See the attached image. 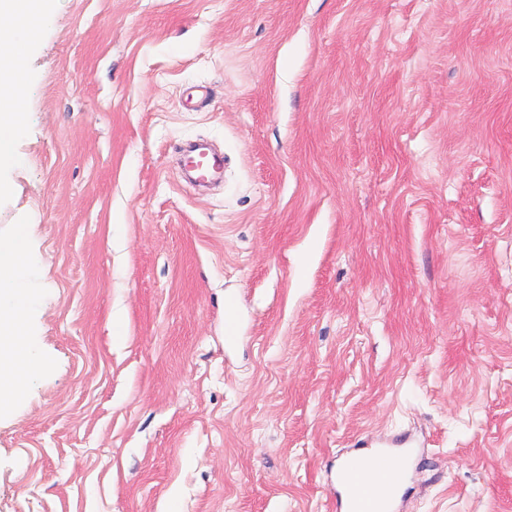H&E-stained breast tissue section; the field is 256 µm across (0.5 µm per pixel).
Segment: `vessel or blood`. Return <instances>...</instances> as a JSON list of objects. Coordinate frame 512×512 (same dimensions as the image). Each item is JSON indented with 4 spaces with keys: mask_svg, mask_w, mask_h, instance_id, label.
Listing matches in <instances>:
<instances>
[{
    "mask_svg": "<svg viewBox=\"0 0 512 512\" xmlns=\"http://www.w3.org/2000/svg\"><path fill=\"white\" fill-rule=\"evenodd\" d=\"M183 168L193 184L220 183L224 157L208 145L191 143L182 149ZM415 455L409 440L392 448H362L343 459L336 473V506L340 512H383L385 495L403 477V466Z\"/></svg>",
    "mask_w": 512,
    "mask_h": 512,
    "instance_id": "1",
    "label": "vessel or blood"
}]
</instances>
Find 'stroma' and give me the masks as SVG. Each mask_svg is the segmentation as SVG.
Listing matches in <instances>:
<instances>
[{
  "label": "stroma",
  "instance_id": "35a3bbf8",
  "mask_svg": "<svg viewBox=\"0 0 512 512\" xmlns=\"http://www.w3.org/2000/svg\"><path fill=\"white\" fill-rule=\"evenodd\" d=\"M47 8L0 170L41 362L0 512H333L403 434L397 512H512V0ZM183 156V168L187 179L195 184H218L224 175V156L210 146L201 143H189L180 147Z\"/></svg>",
  "mask_w": 512,
  "mask_h": 512
}]
</instances>
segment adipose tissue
Returning <instances> with one entry per match:
<instances>
[{"instance_id": "obj_1", "label": "adipose tissue", "mask_w": 512, "mask_h": 512, "mask_svg": "<svg viewBox=\"0 0 512 512\" xmlns=\"http://www.w3.org/2000/svg\"><path fill=\"white\" fill-rule=\"evenodd\" d=\"M16 15L18 22L6 41L20 48L31 40L32 18L44 15L45 0H0V14ZM30 258L25 239L9 244L0 242V396L12 395L8 378L14 367L31 361V350L23 345V318L31 304V294L19 283Z\"/></svg>"}]
</instances>
